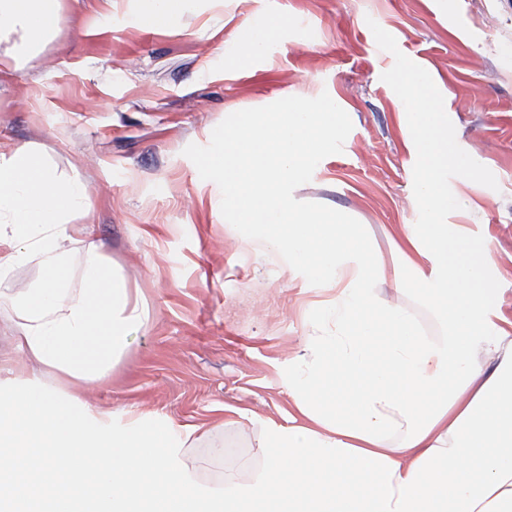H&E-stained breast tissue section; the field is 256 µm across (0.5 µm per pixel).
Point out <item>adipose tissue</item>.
<instances>
[{
    "instance_id": "adipose-tissue-1",
    "label": "adipose tissue",
    "mask_w": 512,
    "mask_h": 512,
    "mask_svg": "<svg viewBox=\"0 0 512 512\" xmlns=\"http://www.w3.org/2000/svg\"><path fill=\"white\" fill-rule=\"evenodd\" d=\"M62 11L63 0H0L9 59L38 56ZM399 105L422 146L426 220L388 229L387 259L362 225L301 213L282 190L285 175L335 147L331 108L243 115L224 138L225 213L263 225L289 270L326 298L288 362L295 414L264 427L274 452L263 474L225 472L210 488L178 459L193 428L163 441L135 420L116 430L83 401L149 311L132 304L89 225L75 223L91 208L80 178L59 179L36 150H0V309L12 310L10 336L61 391L50 395L35 376L0 389V512L33 500L76 512L82 487L93 490L90 512H512V335L490 325L492 252L448 221L461 206L448 171L461 157L448 140L447 95L412 78ZM75 242L85 275L67 295L64 256ZM32 252L43 284L11 294L8 276ZM380 281L417 284L438 331L425 332L408 308L379 305Z\"/></svg>"
}]
</instances>
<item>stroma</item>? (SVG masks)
I'll return each instance as SVG.
<instances>
[{"instance_id":"stroma-1","label":"stroma","mask_w":512,"mask_h":512,"mask_svg":"<svg viewBox=\"0 0 512 512\" xmlns=\"http://www.w3.org/2000/svg\"><path fill=\"white\" fill-rule=\"evenodd\" d=\"M153 6L64 0L53 42L0 75V147L29 145L80 177L113 272L151 310L84 400L116 428L132 413L158 434L214 423L180 455L208 482L263 462V427L288 422L282 375L309 333L300 276L224 216L214 131L335 107V149L283 190L303 212L351 215L387 253L386 228L424 220L421 148L398 107L410 64L448 93V139L471 165L448 173L465 203L451 221L491 246L493 321H512V0H179L160 26L144 21ZM257 17L280 27L243 68L242 26Z\"/></svg>"}]
</instances>
